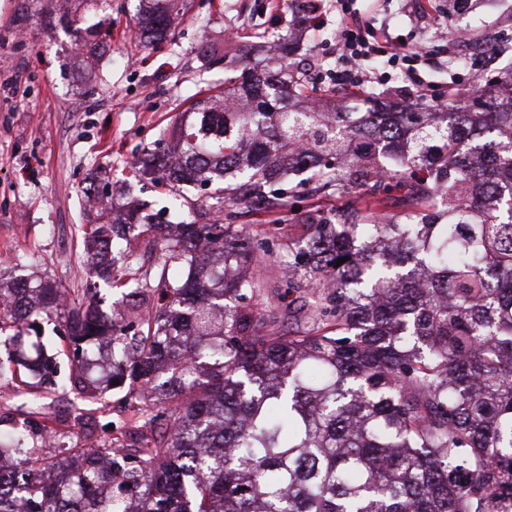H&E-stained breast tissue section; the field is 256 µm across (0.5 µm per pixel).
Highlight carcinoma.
<instances>
[{"label": "carcinoma", "instance_id": "1", "mask_svg": "<svg viewBox=\"0 0 512 512\" xmlns=\"http://www.w3.org/2000/svg\"><path fill=\"white\" fill-rule=\"evenodd\" d=\"M169 25L144 11L142 43ZM280 67L276 82L225 80L176 121L177 155L138 158L189 218H115L105 203L85 231L88 276L120 292V318L91 288L77 303L45 281L0 288V346L45 357L11 356L0 377L38 406L64 356L83 400L118 381L145 401L141 427L161 429L114 448L109 420L95 446L48 455L15 428L0 512H512V84L442 108L320 112L303 105L304 73ZM393 182L441 204L440 223L308 215L288 278L304 299L284 306L282 333L252 303L279 285L224 208L270 197L286 217L311 183L373 197ZM185 183L211 203L185 205ZM141 261L152 276L133 288ZM49 313L67 331L51 355L35 328Z\"/></svg>", "mask_w": 512, "mask_h": 512}]
</instances>
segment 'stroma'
<instances>
[{"label":"stroma","instance_id":"1","mask_svg":"<svg viewBox=\"0 0 512 512\" xmlns=\"http://www.w3.org/2000/svg\"><path fill=\"white\" fill-rule=\"evenodd\" d=\"M322 24L306 30L312 2ZM50 0H0V269L47 280L71 300L87 286L84 232L94 218L84 191L90 182L125 201L129 166L166 135L176 114L217 94L225 77L250 63L277 66L267 48L291 36L293 56L306 64L310 97L324 99L341 66L336 35L338 0H183L166 38L146 47L138 18L145 0H96L73 22L59 20ZM375 29L402 36L425 54L417 67L438 91L468 90L473 82L512 80V0H472L469 12L447 19L451 0H356ZM104 17L112 36L93 69L74 51L76 34ZM209 43L221 63L201 54ZM406 223L413 211L405 189L390 186L380 202L344 199L315 190L294 201L298 217L344 205ZM133 402L112 391L105 404L82 401L72 391L50 394L39 434L55 445L82 448L103 437L111 420L114 444L138 437Z\"/></svg>","mask_w":512,"mask_h":512}]
</instances>
